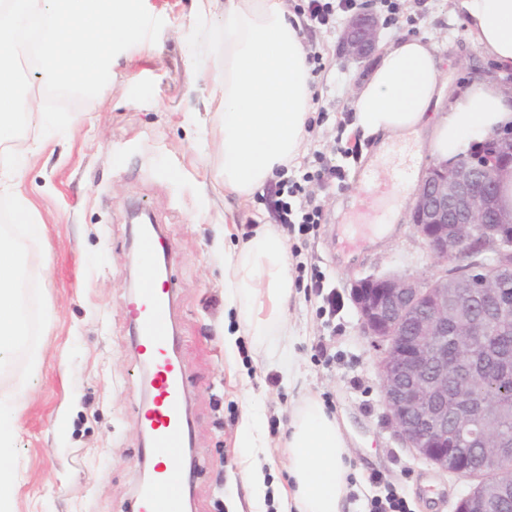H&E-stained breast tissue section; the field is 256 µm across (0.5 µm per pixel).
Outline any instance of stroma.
<instances>
[{"mask_svg":"<svg viewBox=\"0 0 512 512\" xmlns=\"http://www.w3.org/2000/svg\"><path fill=\"white\" fill-rule=\"evenodd\" d=\"M144 3L165 21L152 51L134 46L120 53L102 92L72 103L65 133L45 136L27 127L26 138L38 139L40 149L14 173L45 225L27 265L49 315L14 436V512H126L143 476L139 408L147 391L125 305L140 283L129 220L137 208L150 213L172 245L166 278L175 290L171 318L180 337L195 465L188 512H250L240 433L249 408L261 414L267 434L259 462L268 480L287 485L280 437L292 410L309 397L335 414L350 450L356 474L344 512H368L378 489L369 482L373 475L411 512H454L474 482L441 472L400 439L386 417L376 356L350 298L360 278L395 273L423 280L439 265L407 217L389 222L402 178L394 161L372 160L375 139L349 132L355 92L374 62L338 56L346 13H337L331 29L303 24L308 51L321 57L312 90L325 108L288 166V178L303 183L292 205L309 200L322 211L320 224L303 232L280 225L267 200L270 187L245 202L224 194L213 146L219 116L209 103L220 9L201 20L195 0ZM400 6L383 41L430 37L452 93L492 68L449 0H400ZM323 159L341 170V179L328 186L303 182ZM366 174L386 191L362 201ZM228 217L235 222L229 231ZM264 224L288 244L291 335L259 343L243 336L230 353L224 331L236 328L237 318L224 292V252ZM356 233L363 243L345 258L337 242Z\"/></svg>","mask_w":512,"mask_h":512,"instance_id":"1","label":"stroma"}]
</instances>
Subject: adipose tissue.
I'll list each match as a JSON object with an SVG mask.
<instances>
[{
  "instance_id": "ef3b65f1",
  "label": "adipose tissue",
  "mask_w": 512,
  "mask_h": 512,
  "mask_svg": "<svg viewBox=\"0 0 512 512\" xmlns=\"http://www.w3.org/2000/svg\"><path fill=\"white\" fill-rule=\"evenodd\" d=\"M196 2L203 17L223 8L217 38L222 65L213 89L222 131L218 145L224 191L246 201L300 156L308 137L312 89L301 21L284 0ZM451 2L469 36L496 63L497 80L474 82L440 116L444 83L435 44L422 36L398 37L356 93L354 129L378 136L381 149L396 152L413 176L419 168L410 145L420 134L449 160L468 151L476 136L512 123V100L501 84L512 74V0ZM224 265V286L242 331L257 340L289 336L285 313L293 277L283 237L269 227L256 230L225 252ZM241 429L249 448L243 470L252 512H266L268 486L256 464L267 446L265 435L251 413L244 414ZM283 452L289 481L279 493V512H343L352 473L349 449L323 402L310 397L294 409Z\"/></svg>"
}]
</instances>
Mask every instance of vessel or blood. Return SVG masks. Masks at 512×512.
<instances>
[{
  "mask_svg": "<svg viewBox=\"0 0 512 512\" xmlns=\"http://www.w3.org/2000/svg\"><path fill=\"white\" fill-rule=\"evenodd\" d=\"M137 248L146 256L166 252L167 243L153 224L138 229ZM146 283L127 302L134 334V350L146 372L148 400L141 412L148 433L145 456L149 479L137 487L129 512H184V477L170 467L191 443L189 418L184 410V374L175 354V331L170 322L173 290L156 282V270L144 265Z\"/></svg>",
  "mask_w": 512,
  "mask_h": 512,
  "instance_id": "vessel-or-blood-1",
  "label": "vessel or blood"
}]
</instances>
